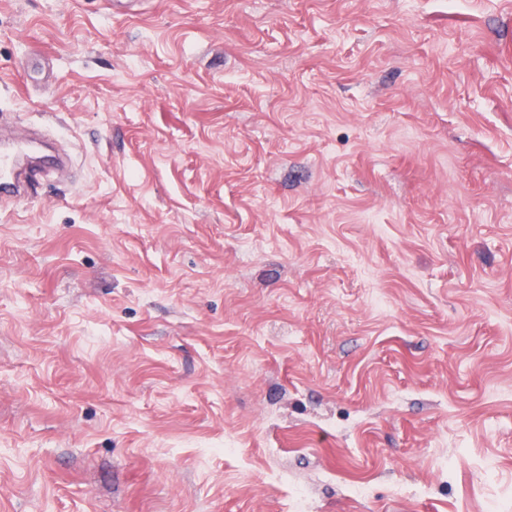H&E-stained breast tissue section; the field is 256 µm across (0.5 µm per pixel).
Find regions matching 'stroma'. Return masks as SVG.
<instances>
[{
  "instance_id": "35a3bbf8",
  "label": "stroma",
  "mask_w": 512,
  "mask_h": 512,
  "mask_svg": "<svg viewBox=\"0 0 512 512\" xmlns=\"http://www.w3.org/2000/svg\"><path fill=\"white\" fill-rule=\"evenodd\" d=\"M21 122L0 512H512V0H0Z\"/></svg>"
}]
</instances>
